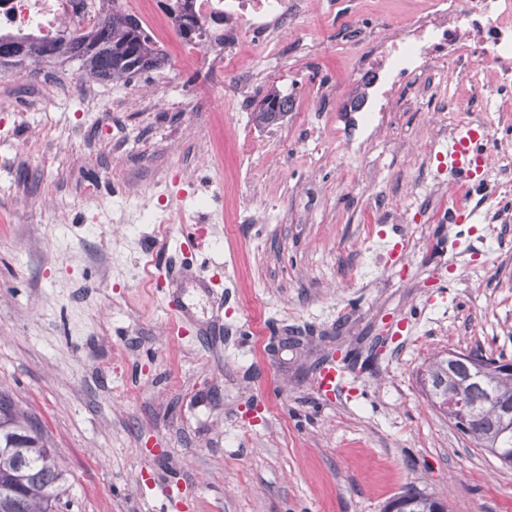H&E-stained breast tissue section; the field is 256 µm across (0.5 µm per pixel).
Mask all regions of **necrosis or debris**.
I'll use <instances>...</instances> for the list:
<instances>
[{
    "label": "necrosis or debris",
    "mask_w": 512,
    "mask_h": 512,
    "mask_svg": "<svg viewBox=\"0 0 512 512\" xmlns=\"http://www.w3.org/2000/svg\"><path fill=\"white\" fill-rule=\"evenodd\" d=\"M318 0H193L204 25L202 39L182 45V61L195 64L220 50L234 55L247 36L278 39L291 29L300 9ZM102 0H0V36L54 38L94 29ZM367 61L347 88L336 92L339 111L374 123L396 99L426 89L447 112L463 100L447 93V76L461 73L470 104L487 112L512 110V0H423L398 18L385 15L365 29Z\"/></svg>",
    "instance_id": "4bbe7bcc"
}]
</instances>
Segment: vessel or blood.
<instances>
[{
    "instance_id": "vessel-or-blood-1",
    "label": "vessel or blood",
    "mask_w": 512,
    "mask_h": 512,
    "mask_svg": "<svg viewBox=\"0 0 512 512\" xmlns=\"http://www.w3.org/2000/svg\"><path fill=\"white\" fill-rule=\"evenodd\" d=\"M487 138L484 128L465 124L458 127L442 154L448 162V170L458 183L473 190L481 185L477 170L484 162L483 144Z\"/></svg>"
}]
</instances>
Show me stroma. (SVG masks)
<instances>
[{
    "label": "stroma",
    "instance_id": "obj_1",
    "mask_svg": "<svg viewBox=\"0 0 512 512\" xmlns=\"http://www.w3.org/2000/svg\"><path fill=\"white\" fill-rule=\"evenodd\" d=\"M320 2L217 69L169 33L146 97L139 73L57 102L86 76L72 57L0 74V101L33 102L0 112V394L65 469L56 512H383L409 488L512 512V466L419 381L451 350L512 360V223L487 221L512 193L444 221L466 190L423 158L470 113L442 129L421 100L350 134L323 86L379 3ZM291 85L298 111L255 126ZM173 300L194 306L180 334ZM328 364L352 398L324 394ZM288 101L278 89L271 88L252 113V120L258 127H269L280 123L299 106V98L292 91L286 94Z\"/></svg>",
    "mask_w": 512,
    "mask_h": 512
}]
</instances>
